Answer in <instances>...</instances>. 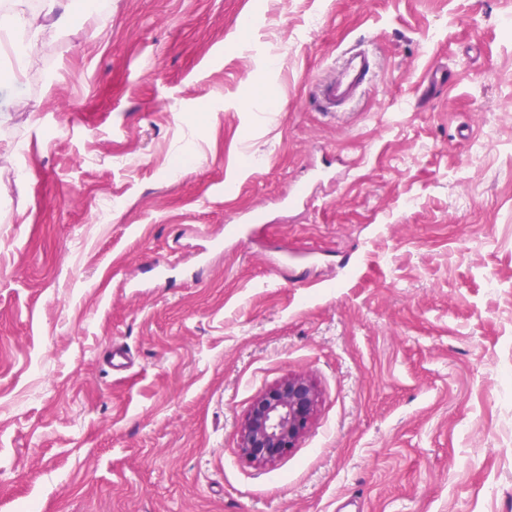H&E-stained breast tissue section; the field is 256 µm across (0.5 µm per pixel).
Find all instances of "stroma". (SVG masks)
Returning <instances> with one entry per match:
<instances>
[{"label": "stroma", "mask_w": 512, "mask_h": 512, "mask_svg": "<svg viewBox=\"0 0 512 512\" xmlns=\"http://www.w3.org/2000/svg\"><path fill=\"white\" fill-rule=\"evenodd\" d=\"M511 18L112 0L0 52V512H512ZM358 45L376 80L318 112ZM298 374L305 434L249 462ZM319 401V391L306 377L295 375L255 398L240 428V448L253 463L275 460L306 432Z\"/></svg>", "instance_id": "stroma-1"}]
</instances>
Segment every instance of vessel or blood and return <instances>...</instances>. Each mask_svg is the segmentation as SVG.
Wrapping results in <instances>:
<instances>
[{"mask_svg": "<svg viewBox=\"0 0 512 512\" xmlns=\"http://www.w3.org/2000/svg\"><path fill=\"white\" fill-rule=\"evenodd\" d=\"M376 68L370 52H350L343 63L333 67L330 74L319 81L314 105L328 114H336L365 92Z\"/></svg>", "mask_w": 512, "mask_h": 512, "instance_id": "vessel-or-blood-1", "label": "vessel or blood"}]
</instances>
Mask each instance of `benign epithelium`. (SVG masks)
<instances>
[{"label": "benign epithelium", "instance_id": "1", "mask_svg": "<svg viewBox=\"0 0 512 512\" xmlns=\"http://www.w3.org/2000/svg\"><path fill=\"white\" fill-rule=\"evenodd\" d=\"M319 391L306 377L290 376L255 398L240 428V448L253 463L275 460L306 432Z\"/></svg>", "mask_w": 512, "mask_h": 512}]
</instances>
